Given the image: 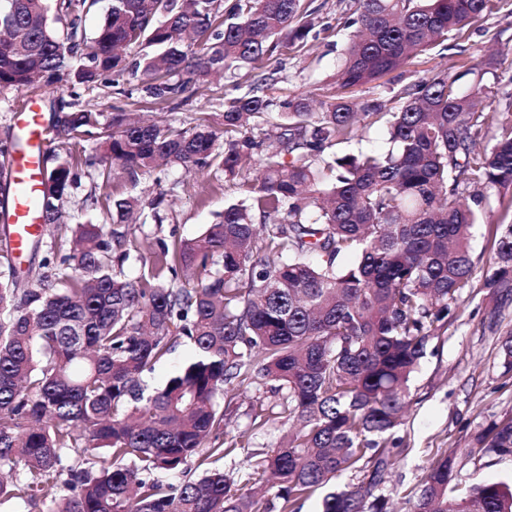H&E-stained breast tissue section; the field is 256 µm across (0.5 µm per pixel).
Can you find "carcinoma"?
I'll return each mask as SVG.
<instances>
[{
  "label": "carcinoma",
  "mask_w": 512,
  "mask_h": 512,
  "mask_svg": "<svg viewBox=\"0 0 512 512\" xmlns=\"http://www.w3.org/2000/svg\"><path fill=\"white\" fill-rule=\"evenodd\" d=\"M96 0H0V90L68 82L46 127L70 160L44 174L37 207L54 235L59 203L81 178L92 142L131 177H154L159 196L116 199L117 222L77 224L76 253L23 287L9 254L0 271V499L37 506L57 485L51 512H280L351 471L319 512H386L394 430L428 342L471 287V229L480 206L512 189V102L460 75L422 78L396 105L361 107L346 90L377 80L448 41L499 0H356L336 94L312 110L275 100L284 60L315 23L305 0H111L87 37ZM145 52L130 61L124 51ZM142 73L133 84L126 75ZM233 82L222 128L141 124L85 104L102 88L147 105H180L214 73ZM391 148L337 154L378 123ZM15 140L0 139V191L11 184ZM258 165L254 176L243 173ZM210 170L241 199L193 238L156 240L151 263L127 277L140 249L126 225L156 209L169 170ZM484 287L512 286V224L501 226ZM194 358L146 392L143 374L179 343ZM256 397L257 428L288 431L245 477L215 467L233 448L224 432L241 387ZM512 455V417L474 437L468 455ZM201 475L177 485L155 478ZM457 453L434 462L408 512H512V481L460 491Z\"/></svg>",
  "instance_id": "cac0c4a2"
}]
</instances>
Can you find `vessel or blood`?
Instances as JSON below:
<instances>
[{
  "label": "vessel or blood",
  "mask_w": 512,
  "mask_h": 512,
  "mask_svg": "<svg viewBox=\"0 0 512 512\" xmlns=\"http://www.w3.org/2000/svg\"><path fill=\"white\" fill-rule=\"evenodd\" d=\"M45 121L36 106H29L25 115L26 147L11 175L15 196L14 222L16 232L10 247L13 259L23 257L30 236L39 228L35 200L42 183L41 160L48 147Z\"/></svg>",
  "instance_id": "b4317fda"
}]
</instances>
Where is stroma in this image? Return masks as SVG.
<instances>
[{
    "mask_svg": "<svg viewBox=\"0 0 512 512\" xmlns=\"http://www.w3.org/2000/svg\"><path fill=\"white\" fill-rule=\"evenodd\" d=\"M311 5L326 30L309 38L306 48L289 58L285 79L272 89L274 97L305 96L320 102L329 100L336 91L334 74L347 38L341 22L351 16L355 4L353 0H312ZM456 42L462 54L446 50L420 55L401 69L353 88L351 100L359 105L373 99L389 100L403 86L451 65L462 64L470 70L492 51L498 54V70L496 75H485L484 81L497 99L511 98L512 0H503L497 13L474 19ZM229 88L224 78H214L210 86L201 87L172 115L185 123L203 113L218 116V98ZM170 179L175 188L162 206L163 223L150 220L133 226L144 247L140 255L126 263L128 275H138L144 258L150 255L148 246L155 239L198 235L240 196L237 185L207 170L187 172L176 168ZM156 193L148 176L134 182L126 171L117 168L106 185L81 179L63 202L64 220L69 224H109L116 218L114 199L138 195L147 201ZM499 220L500 212L495 209L489 221L474 226L472 286L464 294L456 316L429 341L411 380V406L396 430L405 445L397 449L394 469L383 489L390 495L395 512H402L406 500L418 493L427 466L452 448L461 466V483L512 479V456L474 459L468 455L476 434L512 415V376L504 374L499 351L501 338L512 331V292L493 299L483 286L491 272L489 257ZM252 397L249 390L241 394L239 408L223 436L225 446L235 449L237 467L244 470L249 467L251 453L270 448L282 435L277 422L261 430L253 428Z\"/></svg>",
    "mask_w": 512,
    "mask_h": 512,
    "instance_id": "stroma-1",
    "label": "stroma"
}]
</instances>
